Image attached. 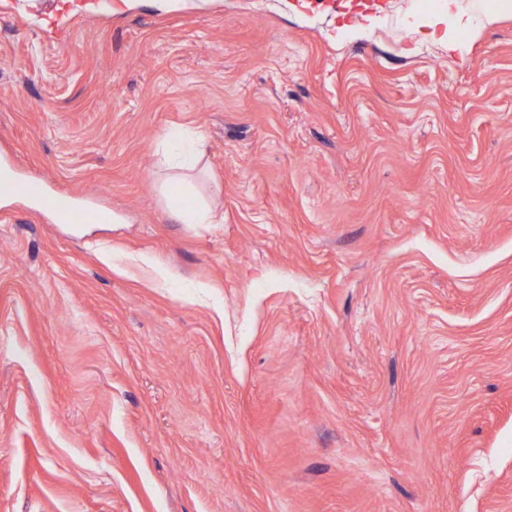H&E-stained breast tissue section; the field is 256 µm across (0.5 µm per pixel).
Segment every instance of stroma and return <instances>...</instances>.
<instances>
[{"mask_svg":"<svg viewBox=\"0 0 512 512\" xmlns=\"http://www.w3.org/2000/svg\"><path fill=\"white\" fill-rule=\"evenodd\" d=\"M440 8L0 0V166L106 216L0 197V512H512V16ZM443 1L447 12L420 18L414 24L415 32L439 43L448 50L449 57L463 63L467 60L471 41L512 10L511 0H493L494 4L477 1L470 8H464L460 0ZM166 143L168 152L172 155L167 158L171 164L183 169L193 168L197 156L196 142L173 134ZM172 214L181 224H220L224 214L214 208L184 209L173 206Z\"/></svg>","mask_w":512,"mask_h":512,"instance_id":"stroma-1","label":"stroma"}]
</instances>
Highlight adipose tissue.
Listing matches in <instances>:
<instances>
[{
    "mask_svg": "<svg viewBox=\"0 0 512 512\" xmlns=\"http://www.w3.org/2000/svg\"><path fill=\"white\" fill-rule=\"evenodd\" d=\"M446 11L428 15L415 24V31L424 38L442 45L449 57L466 61L470 44L496 23L503 14L512 11V0H476L463 7L461 0H445Z\"/></svg>",
    "mask_w": 512,
    "mask_h": 512,
    "instance_id": "adipose-tissue-1",
    "label": "adipose tissue"
}]
</instances>
